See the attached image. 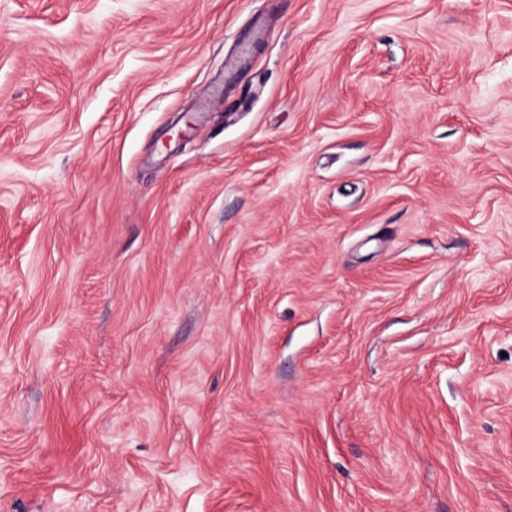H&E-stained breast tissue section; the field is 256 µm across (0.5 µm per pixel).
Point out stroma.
<instances>
[{"instance_id": "obj_1", "label": "stroma", "mask_w": 512, "mask_h": 512, "mask_svg": "<svg viewBox=\"0 0 512 512\" xmlns=\"http://www.w3.org/2000/svg\"><path fill=\"white\" fill-rule=\"evenodd\" d=\"M0 512H512V0H0Z\"/></svg>"}]
</instances>
